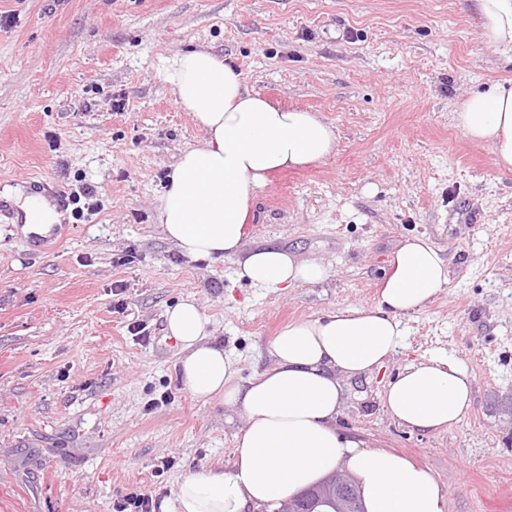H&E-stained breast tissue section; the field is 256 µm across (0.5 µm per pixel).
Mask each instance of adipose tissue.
<instances>
[{"mask_svg": "<svg viewBox=\"0 0 512 512\" xmlns=\"http://www.w3.org/2000/svg\"><path fill=\"white\" fill-rule=\"evenodd\" d=\"M481 35L512 50V0H473ZM163 76L178 104L204 133L172 170L160 198L164 237L191 258H236L240 275L260 288L319 283L325 264L275 247L245 248L258 190L287 168L317 163L335 147L320 114L287 108L249 90L224 58L193 49L169 60ZM468 138L489 144L496 166L512 172V85L472 93L456 115ZM448 263L428 239H407L392 255L373 306L354 305L289 324L275 338L270 368L246 384L209 337L192 299L165 313L181 344L180 378L197 399L239 408L231 468L185 478L175 512H248L292 497L333 472L354 476L365 512H447L438 481L408 458L341 434L336 420L343 379L366 375L401 346L403 316L425 309L448 287ZM474 378L460 360L431 354L408 365L384 393L387 413L414 430L459 422Z\"/></svg>", "mask_w": 512, "mask_h": 512, "instance_id": "1", "label": "adipose tissue"}]
</instances>
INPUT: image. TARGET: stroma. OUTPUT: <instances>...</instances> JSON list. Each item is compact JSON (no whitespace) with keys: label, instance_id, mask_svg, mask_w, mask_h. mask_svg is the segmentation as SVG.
Listing matches in <instances>:
<instances>
[{"label":"stroma","instance_id":"1","mask_svg":"<svg viewBox=\"0 0 512 512\" xmlns=\"http://www.w3.org/2000/svg\"><path fill=\"white\" fill-rule=\"evenodd\" d=\"M194 48L333 128L332 153L273 174L248 221L250 246L323 260L325 281L258 288L235 258L194 260L164 238L167 176L204 133L163 68ZM504 81L512 52L484 43L466 0H0V512H112L131 492L169 504L185 477L231 467L245 419L182 384L166 310L193 297L242 384L288 324L375 304L413 236L440 249L450 286L404 316L382 369L346 381L337 424L428 468L447 512H512V174L455 120ZM39 182L52 200L100 194L37 251L15 195ZM430 353L474 377L470 407L438 432L383 406Z\"/></svg>","mask_w":512,"mask_h":512}]
</instances>
